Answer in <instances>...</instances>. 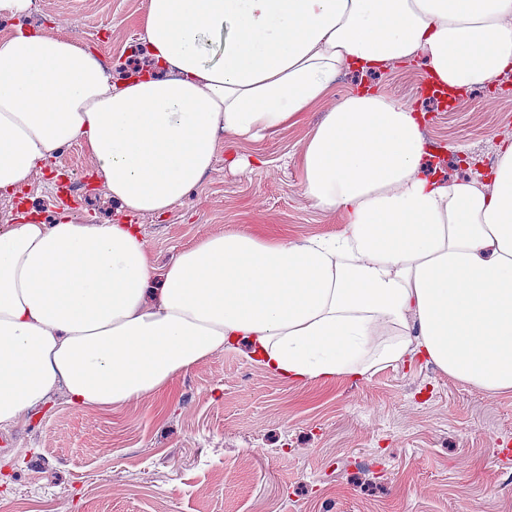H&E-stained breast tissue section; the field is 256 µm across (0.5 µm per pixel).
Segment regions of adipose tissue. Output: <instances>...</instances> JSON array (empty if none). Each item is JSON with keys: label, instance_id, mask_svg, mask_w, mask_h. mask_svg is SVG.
Masks as SVG:
<instances>
[{"label": "adipose tissue", "instance_id": "1", "mask_svg": "<svg viewBox=\"0 0 512 512\" xmlns=\"http://www.w3.org/2000/svg\"><path fill=\"white\" fill-rule=\"evenodd\" d=\"M149 68L112 80L89 45L0 35V196L78 142L121 218L73 211L0 225V427L64 391L109 410L246 345L284 383L363 378L421 355L512 394V140L490 175L427 170L425 113L344 70L423 61L469 91L512 69V0H148ZM324 117L295 163L331 235L236 228L151 264L134 219L160 217L225 142Z\"/></svg>", "mask_w": 512, "mask_h": 512}]
</instances>
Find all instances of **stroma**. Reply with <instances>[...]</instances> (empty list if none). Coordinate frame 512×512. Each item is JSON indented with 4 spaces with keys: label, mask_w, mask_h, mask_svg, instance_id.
<instances>
[{
    "label": "stroma",
    "mask_w": 512,
    "mask_h": 512,
    "mask_svg": "<svg viewBox=\"0 0 512 512\" xmlns=\"http://www.w3.org/2000/svg\"><path fill=\"white\" fill-rule=\"evenodd\" d=\"M147 0H32L0 33L55 28L93 47L114 75L144 60ZM426 67L342 74L335 98L369 82L427 112L436 146L429 167L447 178L489 172L512 139V97L489 89L459 95L455 110L426 96ZM321 110L279 136L236 142L214 171L163 218L143 217L155 267L227 228L291 237L337 230L302 196L293 162ZM262 155L235 172L234 155ZM74 144L50 159L23 199L0 197V222L18 206L53 221L71 207L115 220L109 197ZM71 178L64 202L57 171ZM512 396L463 384L418 357L363 379L284 384L245 347L215 354L180 375L169 393L103 412L77 409L64 393L0 428V512H512Z\"/></svg>",
    "instance_id": "stroma-1"
}]
</instances>
